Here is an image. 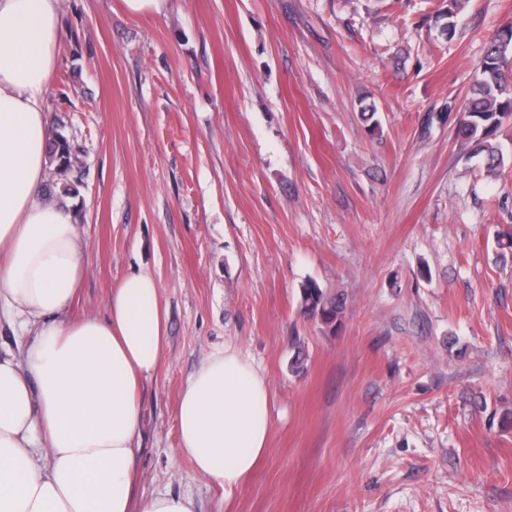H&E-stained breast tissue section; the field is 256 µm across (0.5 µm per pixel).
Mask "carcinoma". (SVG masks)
<instances>
[{"label":"carcinoma","mask_w":512,"mask_h":512,"mask_svg":"<svg viewBox=\"0 0 512 512\" xmlns=\"http://www.w3.org/2000/svg\"><path fill=\"white\" fill-rule=\"evenodd\" d=\"M467 3L468 0H447V9L441 14L445 22L440 25V35L452 39L458 16ZM511 61L512 26H506L489 40L457 120L465 146L471 153L485 157L487 174L494 176L503 166L504 156L492 137L512 122ZM48 157L53 169L45 187L46 196L52 199L76 194L82 182V165L73 143L60 132L52 133ZM299 306L303 316L327 328L334 329L340 324L342 301L329 295L313 280L300 288Z\"/></svg>","instance_id":"carcinoma-1"}]
</instances>
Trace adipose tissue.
<instances>
[{
	"label": "adipose tissue",
	"instance_id": "obj_1",
	"mask_svg": "<svg viewBox=\"0 0 512 512\" xmlns=\"http://www.w3.org/2000/svg\"><path fill=\"white\" fill-rule=\"evenodd\" d=\"M60 3L0 0V314L34 333L0 354V512H197L137 492L143 392L167 343L155 277L131 272L104 314L69 315L88 275L76 211L43 194ZM270 411L265 379L213 354L178 396V451L233 489L269 453Z\"/></svg>",
	"mask_w": 512,
	"mask_h": 512
}]
</instances>
